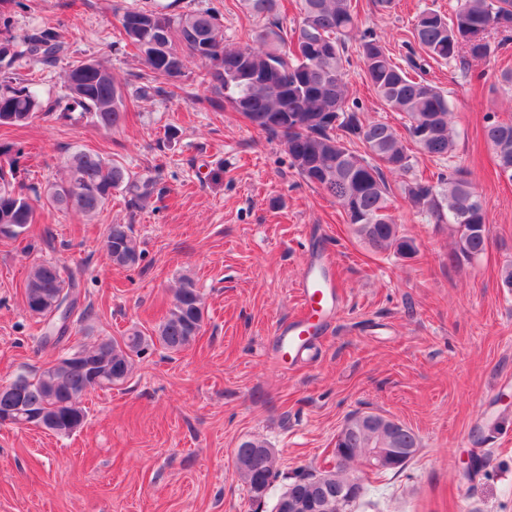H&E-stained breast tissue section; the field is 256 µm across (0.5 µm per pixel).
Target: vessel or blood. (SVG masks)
<instances>
[{
  "label": "vessel or blood",
  "instance_id": "b4317fda",
  "mask_svg": "<svg viewBox=\"0 0 512 512\" xmlns=\"http://www.w3.org/2000/svg\"><path fill=\"white\" fill-rule=\"evenodd\" d=\"M334 260L318 255L298 278V309L289 319L276 324L275 358L278 363L302 359L313 341L329 331L343 306V295L333 276Z\"/></svg>",
  "mask_w": 512,
  "mask_h": 512
}]
</instances>
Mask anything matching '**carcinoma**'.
I'll use <instances>...</instances> for the list:
<instances>
[{"label":"carcinoma","mask_w":512,"mask_h":512,"mask_svg":"<svg viewBox=\"0 0 512 512\" xmlns=\"http://www.w3.org/2000/svg\"><path fill=\"white\" fill-rule=\"evenodd\" d=\"M246 12L266 21L248 35L243 45L224 44L220 14L210 8L169 13L167 9L131 6L124 9L120 23L126 39L140 52L153 85L139 93H167L165 85L183 73L192 58L202 65L201 84L224 98L266 134L280 139L290 164L308 183L330 196L343 208L356 236L373 252L412 258L415 239L404 234L392 212L385 171L407 174L411 156L402 137L386 122L366 121L348 105L346 52L348 43L358 45L365 74L387 109L406 119L408 138L420 152L439 160L455 157L452 112L448 98L436 85L394 61L382 41L370 30H360L353 0H300V20L293 40L276 22H269L277 0H241ZM0 51L11 50L0 62V127H20L37 114L58 113L61 119L81 118L105 128H116L126 117L123 89L112 70L98 61L68 62L66 94L44 101L35 91L17 82L18 71L56 65L67 56V48L49 29L14 33L9 22ZM413 37L425 55L435 62H451L467 70L470 64L487 59L494 49L512 41V0H460L447 17L426 8L416 14ZM497 43H491L492 38ZM356 137L361 148H353L341 133ZM500 173L512 180V122H490L484 130ZM22 149L0 143V238H25L36 222L37 205L95 217L123 191L139 202L154 196L156 181L130 172L116 160L76 149L68 157L64 178L41 188L17 180V159ZM409 206L428 214L436 223L453 226L455 248L448 261H473L486 251L489 227L486 211L475 195L467 171L448 167L437 182L411 179L403 188ZM105 247L112 263L132 267L142 257L130 224H110ZM79 283L69 269L51 260L35 262L25 283L28 311L44 324L40 340L55 337L61 342L68 329L56 331L51 313L59 298L79 301ZM204 308L194 283L186 278L174 295L168 316L150 335L133 328L121 340L103 338L79 347L81 357L66 367L47 366L13 381L14 393L0 396V412L20 404L29 413L43 416L58 436L72 434V423L84 422V398L91 374H104V390L123 384L135 358L158 345L170 353L189 347L200 335ZM362 415L349 417L336 437L335 447L353 448L348 462L337 467L339 480H351L350 463L371 448H418L412 429L389 420L391 430L376 432L360 425ZM251 449L250 460L235 463L241 480L257 500L266 498L276 478V456L266 442L248 439L240 444ZM316 473L295 475L275 497L272 512L290 491L310 499L316 492Z\"/></svg>","instance_id":"1"}]
</instances>
